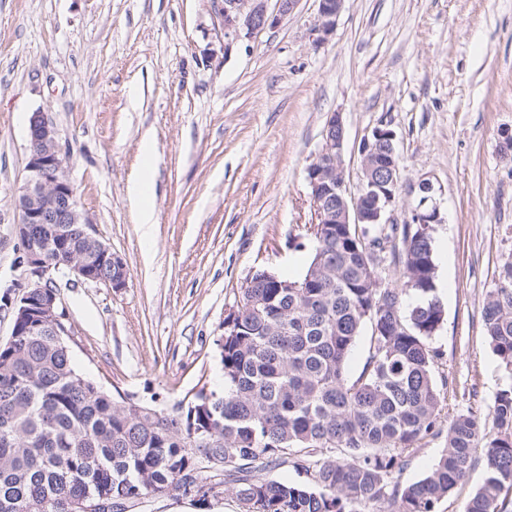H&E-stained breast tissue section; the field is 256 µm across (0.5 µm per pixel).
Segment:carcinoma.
<instances>
[{"label":"carcinoma","mask_w":512,"mask_h":512,"mask_svg":"<svg viewBox=\"0 0 512 512\" xmlns=\"http://www.w3.org/2000/svg\"><path fill=\"white\" fill-rule=\"evenodd\" d=\"M297 279L255 272L236 303V335L220 345L224 387L208 405L150 419L80 376L71 350L23 322L0 345V512H61L64 498L117 502L178 492L199 458L224 451L240 512H435L482 451L485 476L465 512L512 508V253L482 310L509 383L492 425L460 413L443 425L449 375L430 340L443 322L432 232L419 224H312ZM394 267L401 286L379 282ZM288 283L280 288L278 283ZM361 371L347 372L365 327ZM437 465L404 485L395 475L429 436ZM291 464L298 483L263 477Z\"/></svg>","instance_id":"cac0c4a2"}]
</instances>
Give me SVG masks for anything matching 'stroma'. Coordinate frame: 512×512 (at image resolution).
Here are the masks:
<instances>
[{"label":"stroma","mask_w":512,"mask_h":512,"mask_svg":"<svg viewBox=\"0 0 512 512\" xmlns=\"http://www.w3.org/2000/svg\"><path fill=\"white\" fill-rule=\"evenodd\" d=\"M223 0H0V295L27 274L14 202L32 112L56 126L100 239L120 255V292L76 277L55 286L78 369L116 398L165 412L222 379L217 341L253 271L298 277L314 220L307 169L331 113L345 127L350 192L359 145L394 131L404 221L433 186L450 373L446 415L488 416L502 386L481 319L512 253V0H345L332 35L317 0L274 29L230 42ZM151 166L155 221L128 194ZM134 512H239L178 493Z\"/></svg>","instance_id":"1"}]
</instances>
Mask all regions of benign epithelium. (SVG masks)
I'll list each match as a JSON object with an SVG mask.
<instances>
[{"label": "benign epithelium", "mask_w": 512, "mask_h": 512, "mask_svg": "<svg viewBox=\"0 0 512 512\" xmlns=\"http://www.w3.org/2000/svg\"><path fill=\"white\" fill-rule=\"evenodd\" d=\"M269 0H224V38L238 40L267 28L277 27L296 8L299 0H275L277 9L268 10ZM318 18L313 31L323 42L333 32L343 0H318ZM323 145L316 160L308 167L315 223L317 224H391V206L395 201L397 167L395 152L389 158L380 155L383 143L393 144L395 133L388 128H376L360 145L362 159L361 186L357 194L348 192L344 178L342 149L345 128L341 114L332 113L322 132ZM29 152L27 176L15 207L18 220L15 232L22 244L19 265L26 268V286L15 295L7 292L0 297L11 310L12 323L26 319L38 328L48 324L57 341L70 335L59 311L58 294L52 287L53 275L60 272L74 275L89 283H103L114 292L127 287L128 272L122 258L112 252L96 234L93 221L81 207L78 191L71 181L62 154L57 130L47 114L32 113L28 127ZM425 194L411 210L406 224H439L437 207L425 208L426 194L432 191L428 181L419 183ZM32 224H56V237L40 241L30 236ZM83 225L82 235L88 250L72 251L65 261L59 255L69 245V225ZM128 505L114 506L102 498L86 496L70 499L66 512H126Z\"/></svg>", "instance_id": "benign-epithelium-1"}]
</instances>
